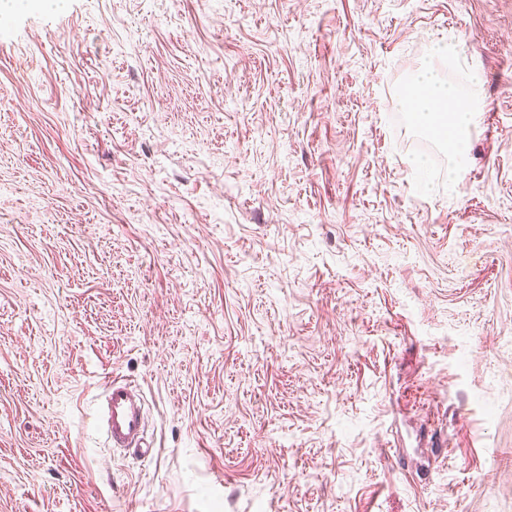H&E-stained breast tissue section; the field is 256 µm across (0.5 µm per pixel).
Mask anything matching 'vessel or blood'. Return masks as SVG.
Here are the masks:
<instances>
[{
    "label": "vessel or blood",
    "instance_id": "b4317fda",
    "mask_svg": "<svg viewBox=\"0 0 512 512\" xmlns=\"http://www.w3.org/2000/svg\"><path fill=\"white\" fill-rule=\"evenodd\" d=\"M102 426L109 447L148 454L146 408L134 382L109 378L102 387Z\"/></svg>",
    "mask_w": 512,
    "mask_h": 512
}]
</instances>
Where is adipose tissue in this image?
Wrapping results in <instances>:
<instances>
[{
	"instance_id": "ef3b65f1",
	"label": "adipose tissue",
	"mask_w": 512,
	"mask_h": 512,
	"mask_svg": "<svg viewBox=\"0 0 512 512\" xmlns=\"http://www.w3.org/2000/svg\"><path fill=\"white\" fill-rule=\"evenodd\" d=\"M457 55L456 42L432 43L426 60L407 80L410 94L399 98L411 126L447 149L448 184L452 187L467 165L469 140L483 112L480 73H471L467 84L457 85L443 79L436 67L437 62L455 60Z\"/></svg>"
}]
</instances>
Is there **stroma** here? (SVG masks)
Segmentation results:
<instances>
[{
    "mask_svg": "<svg viewBox=\"0 0 512 512\" xmlns=\"http://www.w3.org/2000/svg\"><path fill=\"white\" fill-rule=\"evenodd\" d=\"M441 39L484 79L453 190L398 104ZM0 512H512V0L1 22ZM102 426L110 448L149 455L152 448L144 445L146 408L137 384L108 378L102 387Z\"/></svg>",
    "mask_w": 512,
    "mask_h": 512,
    "instance_id": "obj_1",
    "label": "stroma"
}]
</instances>
